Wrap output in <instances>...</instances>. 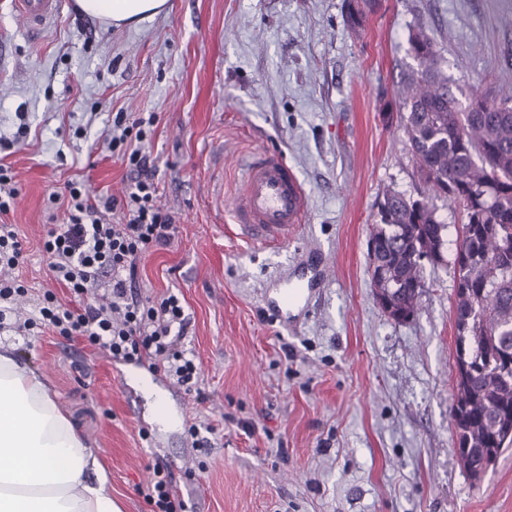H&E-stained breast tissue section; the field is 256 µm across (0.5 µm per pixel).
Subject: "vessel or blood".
Listing matches in <instances>:
<instances>
[{"label": "vessel or blood", "instance_id": "1", "mask_svg": "<svg viewBox=\"0 0 512 512\" xmlns=\"http://www.w3.org/2000/svg\"><path fill=\"white\" fill-rule=\"evenodd\" d=\"M63 5L64 0H12L14 12L36 33L59 17ZM306 211L304 189L284 157L265 149L254 152L243 165L233 203L241 229L254 240L277 245L303 223ZM308 294L304 284L286 285L280 290L279 310L299 307Z\"/></svg>", "mask_w": 512, "mask_h": 512}]
</instances>
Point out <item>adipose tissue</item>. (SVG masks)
Masks as SVG:
<instances>
[{
  "label": "adipose tissue",
  "mask_w": 512,
  "mask_h": 512,
  "mask_svg": "<svg viewBox=\"0 0 512 512\" xmlns=\"http://www.w3.org/2000/svg\"><path fill=\"white\" fill-rule=\"evenodd\" d=\"M112 25L162 13L167 0H77ZM0 512H121L96 450L77 433L42 376L0 346Z\"/></svg>",
  "instance_id": "ef3b65f1"
}]
</instances>
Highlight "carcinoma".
<instances>
[{"mask_svg":"<svg viewBox=\"0 0 512 512\" xmlns=\"http://www.w3.org/2000/svg\"><path fill=\"white\" fill-rule=\"evenodd\" d=\"M377 0H349L345 24L362 28ZM414 64L400 74L397 118L420 179L429 193L463 206L465 224L454 266L456 380L451 420L458 462L475 480L512 447V97H473L466 109L448 80L434 33L418 24L409 33ZM380 222L369 238L383 250L367 256L373 287L384 270L394 290V321L417 313L424 287L422 255H442L448 225L429 198L394 189L379 202Z\"/></svg>","mask_w":512,"mask_h":512,"instance_id":"1","label":"carcinoma"}]
</instances>
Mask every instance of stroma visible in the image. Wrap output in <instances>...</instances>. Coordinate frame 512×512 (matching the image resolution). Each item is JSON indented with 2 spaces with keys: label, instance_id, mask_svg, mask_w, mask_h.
I'll return each mask as SVG.
<instances>
[{
  "label": "stroma",
  "instance_id": "35a3bbf8",
  "mask_svg": "<svg viewBox=\"0 0 512 512\" xmlns=\"http://www.w3.org/2000/svg\"><path fill=\"white\" fill-rule=\"evenodd\" d=\"M345 0H169L167 13L116 28L65 6L31 33L0 0V158L15 171L27 297L0 343L45 380L95 448L123 512L160 463L186 512H512V449L481 480L458 465L453 400L455 273L465 215L442 197L445 264L425 265L413 320L376 303L367 265L381 193L423 186L397 121L394 89L411 64L408 30L431 26L461 105L512 95V0H380L359 33ZM116 112H153L149 151L172 243L139 261L145 292L185 299L179 346L200 394L165 375L124 389L119 363L83 338L19 334L51 289L42 255L48 194L73 176L118 193L132 175L108 158ZM31 129L16 138L20 123ZM279 151L307 198L297 232L270 248L234 222L244 161ZM313 281L289 323L271 307L284 281ZM216 428L193 444L191 424Z\"/></svg>",
  "mask_w": 512,
  "mask_h": 512
}]
</instances>
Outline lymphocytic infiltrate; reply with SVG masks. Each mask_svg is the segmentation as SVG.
Returning <instances> with one entry per match:
<instances>
[{
	"mask_svg": "<svg viewBox=\"0 0 512 512\" xmlns=\"http://www.w3.org/2000/svg\"><path fill=\"white\" fill-rule=\"evenodd\" d=\"M156 121L153 113L133 118L119 112L112 119L107 148L136 174L121 196L91 194L77 179L49 193L50 228L43 242L49 275L84 305L74 309L54 292H45L39 323L58 336L83 337L113 361L151 362L154 370L190 386L198 366L177 347L178 335L187 329L183 302L171 292L144 295L138 280L140 256L169 245L177 233L176 216L159 200L154 165L144 150ZM17 196L12 167L0 163V301L28 293L15 275L24 260V243L16 226L4 221ZM137 492L152 512H184L185 503L163 466H154Z\"/></svg>",
	"mask_w": 512,
	"mask_h": 512,
	"instance_id": "1",
	"label": "lymphocytic infiltrate"
}]
</instances>
